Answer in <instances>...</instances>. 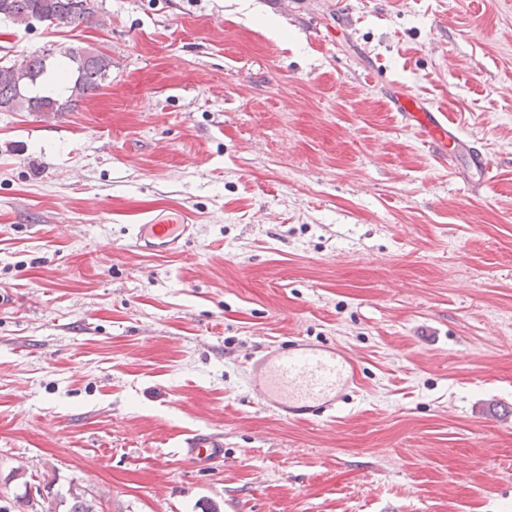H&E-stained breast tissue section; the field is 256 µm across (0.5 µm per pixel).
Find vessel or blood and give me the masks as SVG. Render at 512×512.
<instances>
[{
	"label": "vessel or blood",
	"mask_w": 512,
	"mask_h": 512,
	"mask_svg": "<svg viewBox=\"0 0 512 512\" xmlns=\"http://www.w3.org/2000/svg\"><path fill=\"white\" fill-rule=\"evenodd\" d=\"M392 104L435 157L451 163L458 154L466 155L474 173L471 192L480 194L492 178L494 164L461 137L452 114L426 105L404 90L397 93ZM192 235V225L178 210L152 215L133 227L136 247L155 256L180 253ZM357 383L354 359L333 345L289 340L251 358V391L263 408L287 421H311L335 412L337 402ZM185 446L188 454L200 461L213 463L224 458L223 442L209 434H191Z\"/></svg>",
	"instance_id": "b4317fda"
}]
</instances>
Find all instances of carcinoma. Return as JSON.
<instances>
[{
	"instance_id": "carcinoma-1",
	"label": "carcinoma",
	"mask_w": 512,
	"mask_h": 512,
	"mask_svg": "<svg viewBox=\"0 0 512 512\" xmlns=\"http://www.w3.org/2000/svg\"><path fill=\"white\" fill-rule=\"evenodd\" d=\"M31 14L39 15L44 22L55 26L89 25L95 14L83 15L72 9V0H0V20L22 26ZM68 60L73 71L69 95L61 101L48 95H37L33 89L43 81L54 65V57ZM112 71V57L84 47L64 46L50 48L38 55H21L9 62L0 63V103L8 104V112H39L57 114L66 112L73 102L100 89ZM21 512H59L57 506L64 499L51 501L27 496L16 498Z\"/></svg>"
}]
</instances>
